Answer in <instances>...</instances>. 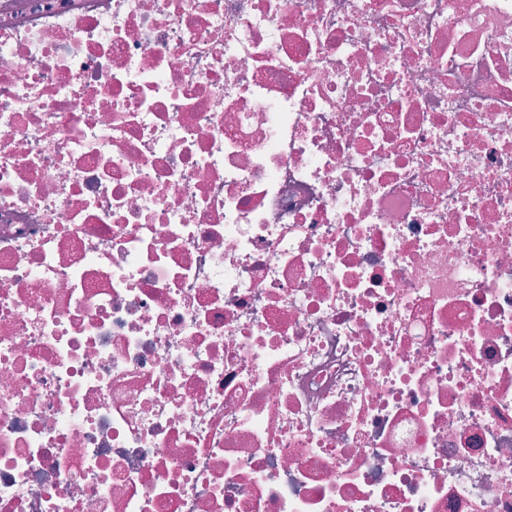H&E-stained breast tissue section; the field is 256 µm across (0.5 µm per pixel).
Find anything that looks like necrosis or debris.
I'll use <instances>...</instances> for the list:
<instances>
[{"label": "necrosis or debris", "instance_id": "4bbe7bcc", "mask_svg": "<svg viewBox=\"0 0 512 512\" xmlns=\"http://www.w3.org/2000/svg\"><path fill=\"white\" fill-rule=\"evenodd\" d=\"M0 512H512V0H0Z\"/></svg>", "mask_w": 512, "mask_h": 512}]
</instances>
